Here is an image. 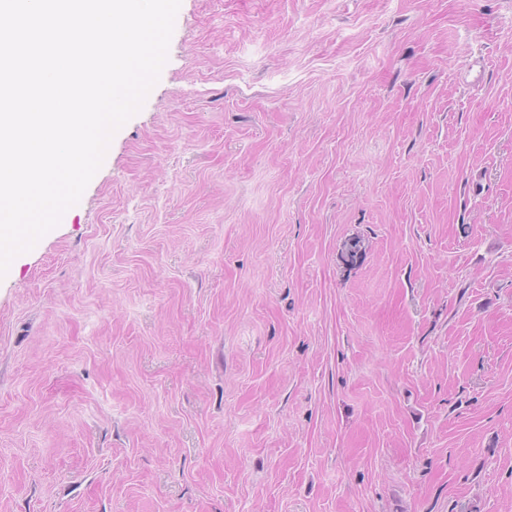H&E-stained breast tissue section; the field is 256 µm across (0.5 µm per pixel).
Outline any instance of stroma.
I'll return each mask as SVG.
<instances>
[{
    "label": "stroma",
    "mask_w": 512,
    "mask_h": 512,
    "mask_svg": "<svg viewBox=\"0 0 512 512\" xmlns=\"http://www.w3.org/2000/svg\"><path fill=\"white\" fill-rule=\"evenodd\" d=\"M0 512H512V0H181L0 278Z\"/></svg>",
    "instance_id": "1"
}]
</instances>
